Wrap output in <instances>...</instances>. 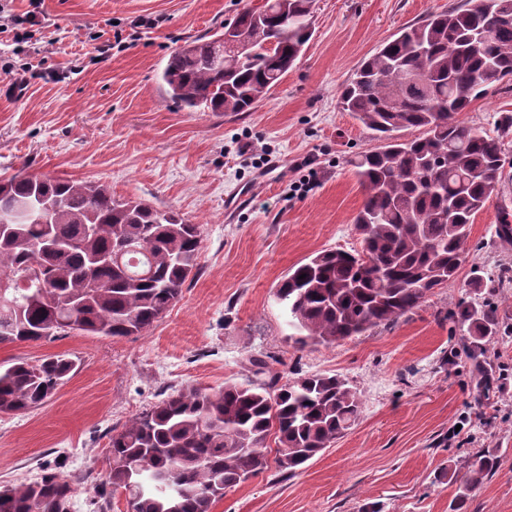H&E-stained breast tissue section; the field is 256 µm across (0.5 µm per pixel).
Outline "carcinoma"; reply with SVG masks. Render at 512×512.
I'll use <instances>...</instances> for the list:
<instances>
[{
	"label": "carcinoma",
	"mask_w": 512,
	"mask_h": 512,
	"mask_svg": "<svg viewBox=\"0 0 512 512\" xmlns=\"http://www.w3.org/2000/svg\"><path fill=\"white\" fill-rule=\"evenodd\" d=\"M315 0H265L235 23L253 32L245 54H213L214 39L186 42L161 73L166 94L191 112H249L292 68L312 35ZM512 80V0H465L403 28L365 59L340 95L344 111L384 144L350 161L364 200L355 217L361 249L319 251L288 270L276 297L288 310L295 344L331 345L388 327L453 283L463 239L495 191L512 183L505 138L512 113L492 136L459 120L486 84ZM422 128L401 140L395 133ZM41 198L50 223L22 218L0 234V347L78 331L123 338L163 317L198 269L202 229L173 211L119 201L87 181L18 174L0 182V211ZM495 237L512 245V210L501 208ZM118 242L134 248L120 268L106 260ZM306 278H301V275ZM487 295L449 312L469 336L466 356L488 378L495 338L512 323L490 301L512 289V266L475 274ZM254 380L173 392L110 437L104 485L125 491L127 512H211L226 491L274 462L293 473L357 421L359 389L333 374L279 383L249 359ZM76 369L52 356L0 366V414L44 404ZM275 456L268 459V440ZM499 465L485 452L464 463L459 498ZM56 472L0 488V512H70L73 484Z\"/></svg>",
	"instance_id": "obj_1"
}]
</instances>
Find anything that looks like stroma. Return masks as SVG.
<instances>
[{"instance_id": "stroma-1", "label": "stroma", "mask_w": 512, "mask_h": 512, "mask_svg": "<svg viewBox=\"0 0 512 512\" xmlns=\"http://www.w3.org/2000/svg\"><path fill=\"white\" fill-rule=\"evenodd\" d=\"M24 41L0 27V180L23 172L107 185L114 198L174 210L201 225L199 271L139 336L78 332L0 347V363L65 354L76 374L43 406L0 415V486L40 469L88 475L72 512H90L110 436L185 387L251 380L249 358L283 379L337 374L361 392L356 425L296 473L270 468L212 512H450L445 476L476 448L499 468L467 512H512V342L489 351L507 369L484 393L449 310L472 298L473 271L512 263L494 235L512 190L493 193L470 226L455 283L389 328L333 345H295L275 296L288 269L322 249L356 250L363 194L349 160L376 141L339 105L360 62L401 28L463 0H316L314 32L294 66L250 112H190L160 74L185 41L209 36L263 0H40ZM111 42L107 59L95 43ZM29 86L7 96L18 74ZM512 112V81L460 118L493 134ZM303 181L301 191L290 185ZM249 198L234 206L241 192ZM455 366H447L449 355Z\"/></svg>"}]
</instances>
